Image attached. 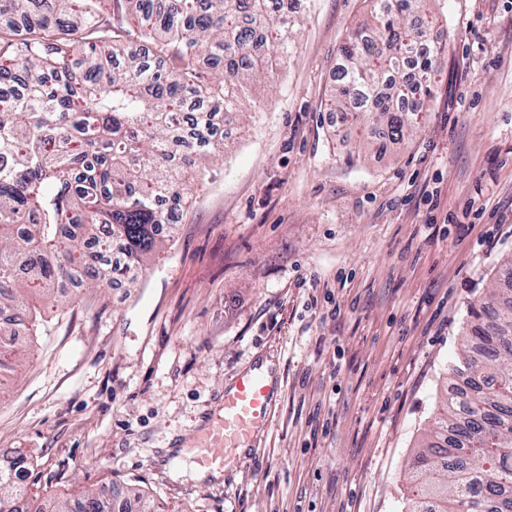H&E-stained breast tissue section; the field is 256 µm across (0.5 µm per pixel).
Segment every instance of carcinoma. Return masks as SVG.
<instances>
[{
    "mask_svg": "<svg viewBox=\"0 0 512 512\" xmlns=\"http://www.w3.org/2000/svg\"><path fill=\"white\" fill-rule=\"evenodd\" d=\"M415 0H375L371 34L340 46L335 109L363 111L398 143L414 113L403 69L414 58L419 102L444 48L424 47L407 17ZM0 385L21 334L39 322L27 303L55 304L73 282L108 288L167 238L189 193L223 145L218 112H239L244 81L288 52L285 0H0ZM224 62L208 81L203 58ZM500 286L470 306L450 364L433 439L409 467L406 512H512V254ZM0 470V512H112L99 493L41 501Z\"/></svg>",
    "mask_w": 512,
    "mask_h": 512,
    "instance_id": "carcinoma-1",
    "label": "carcinoma"
}]
</instances>
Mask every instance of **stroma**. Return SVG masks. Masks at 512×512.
Listing matches in <instances>:
<instances>
[{
    "label": "stroma",
    "mask_w": 512,
    "mask_h": 512,
    "mask_svg": "<svg viewBox=\"0 0 512 512\" xmlns=\"http://www.w3.org/2000/svg\"><path fill=\"white\" fill-rule=\"evenodd\" d=\"M288 53L246 81L224 150L128 280L71 288L0 396V467L40 492L166 512H400L470 304L512 253V0H424L445 51L419 126L335 112L368 0H292ZM272 359L280 389L221 481L193 454L224 388Z\"/></svg>",
    "instance_id": "1"
}]
</instances>
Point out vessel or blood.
<instances>
[{
    "label": "vessel or blood",
    "instance_id": "obj_1",
    "mask_svg": "<svg viewBox=\"0 0 512 512\" xmlns=\"http://www.w3.org/2000/svg\"><path fill=\"white\" fill-rule=\"evenodd\" d=\"M274 389V383L259 372L243 374L231 388L225 389L218 417L202 434L203 446L196 454L200 467L223 468L241 443L267 420Z\"/></svg>",
    "mask_w": 512,
    "mask_h": 512
}]
</instances>
